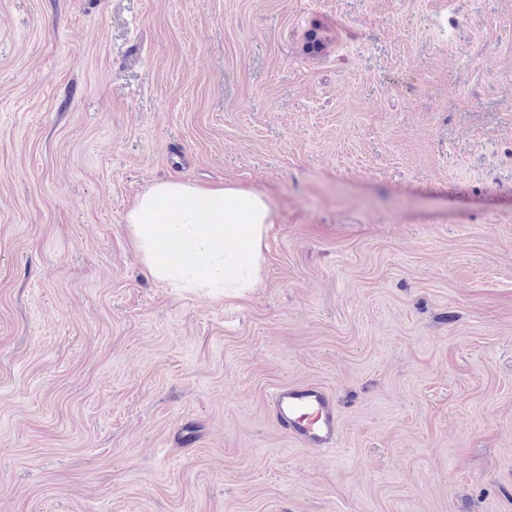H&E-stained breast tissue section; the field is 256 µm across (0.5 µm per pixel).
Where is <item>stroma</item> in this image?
<instances>
[{
	"label": "stroma",
	"instance_id": "1",
	"mask_svg": "<svg viewBox=\"0 0 512 512\" xmlns=\"http://www.w3.org/2000/svg\"><path fill=\"white\" fill-rule=\"evenodd\" d=\"M164 178L258 288L152 278ZM0 512H512V0H0ZM272 222L271 203L262 193L177 180L152 184L125 215L141 260L156 280L217 300L259 286L262 244ZM166 254L177 261L165 260ZM283 429L307 448L333 449L340 436V417L330 393L310 383L281 385L270 395Z\"/></svg>",
	"mask_w": 512,
	"mask_h": 512
}]
</instances>
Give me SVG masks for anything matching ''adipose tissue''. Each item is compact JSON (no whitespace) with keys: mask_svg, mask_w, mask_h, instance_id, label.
<instances>
[{"mask_svg":"<svg viewBox=\"0 0 512 512\" xmlns=\"http://www.w3.org/2000/svg\"><path fill=\"white\" fill-rule=\"evenodd\" d=\"M172 209H162V202ZM141 260L171 287L212 299L238 297L262 281L269 199L231 185L152 184L125 215Z\"/></svg>","mask_w":512,"mask_h":512,"instance_id":"adipose-tissue-1","label":"adipose tissue"}]
</instances>
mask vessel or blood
Returning a JSON list of instances; mask_svg holds the SVG:
<instances>
[{
    "instance_id": "vessel-or-blood-1",
    "label": "vessel or blood",
    "mask_w": 512,
    "mask_h": 512,
    "mask_svg": "<svg viewBox=\"0 0 512 512\" xmlns=\"http://www.w3.org/2000/svg\"><path fill=\"white\" fill-rule=\"evenodd\" d=\"M272 409L283 429L303 446L336 448L340 417L330 393L310 383L281 385L270 395Z\"/></svg>"
}]
</instances>
